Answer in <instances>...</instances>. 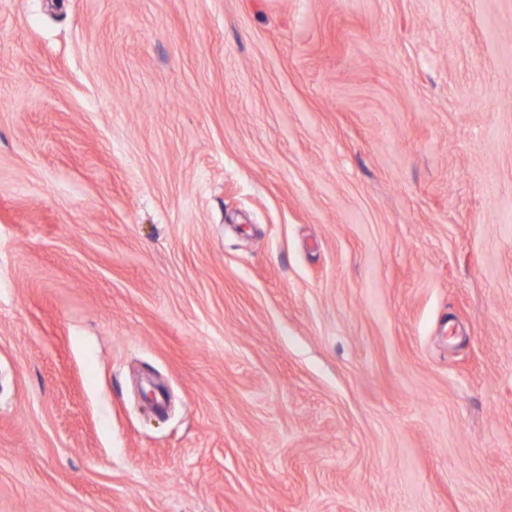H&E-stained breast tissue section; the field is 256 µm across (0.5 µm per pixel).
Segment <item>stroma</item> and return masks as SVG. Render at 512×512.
Instances as JSON below:
<instances>
[{"mask_svg": "<svg viewBox=\"0 0 512 512\" xmlns=\"http://www.w3.org/2000/svg\"><path fill=\"white\" fill-rule=\"evenodd\" d=\"M0 512H512V0H0Z\"/></svg>", "mask_w": 512, "mask_h": 512, "instance_id": "obj_1", "label": "stroma"}]
</instances>
